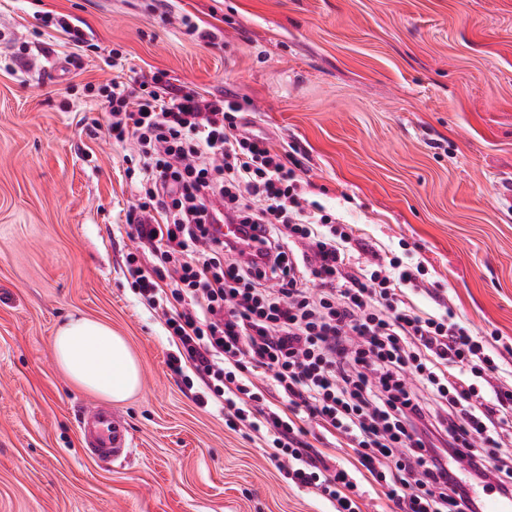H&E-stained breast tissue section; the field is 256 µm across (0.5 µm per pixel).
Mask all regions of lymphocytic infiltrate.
<instances>
[{
    "label": "lymphocytic infiltrate",
    "mask_w": 512,
    "mask_h": 512,
    "mask_svg": "<svg viewBox=\"0 0 512 512\" xmlns=\"http://www.w3.org/2000/svg\"><path fill=\"white\" fill-rule=\"evenodd\" d=\"M100 106L113 142L139 152L135 237L159 261L132 252L128 271L165 318L172 372L205 384L199 404L220 400L227 424L270 438L280 469L335 512H361L358 484L311 448V423L398 512H481L473 482L512 498V385L455 313L415 304L416 267L361 261L234 101L156 74L137 94L112 81ZM227 218L252 229L250 249L212 233Z\"/></svg>",
    "instance_id": "obj_1"
}]
</instances>
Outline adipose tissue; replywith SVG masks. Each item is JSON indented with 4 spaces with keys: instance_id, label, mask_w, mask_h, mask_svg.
Wrapping results in <instances>:
<instances>
[{
    "instance_id": "1",
    "label": "adipose tissue",
    "mask_w": 512,
    "mask_h": 512,
    "mask_svg": "<svg viewBox=\"0 0 512 512\" xmlns=\"http://www.w3.org/2000/svg\"><path fill=\"white\" fill-rule=\"evenodd\" d=\"M53 346L59 365L81 388L116 402L137 391L139 365L125 340L107 324L70 319L59 327Z\"/></svg>"
}]
</instances>
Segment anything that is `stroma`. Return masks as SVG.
I'll return each mask as SVG.
<instances>
[{
    "mask_svg": "<svg viewBox=\"0 0 512 512\" xmlns=\"http://www.w3.org/2000/svg\"><path fill=\"white\" fill-rule=\"evenodd\" d=\"M159 71L299 148L310 199L361 258L405 247L417 305L499 335L512 372V0H0V512H329L261 435L197 403L204 384L170 370L164 319L132 289L128 150L92 92ZM71 314L111 325L140 365L112 406L133 452L109 465L81 440L96 396L52 347Z\"/></svg>",
    "mask_w": 512,
    "mask_h": 512,
    "instance_id": "stroma-1",
    "label": "stroma"
}]
</instances>
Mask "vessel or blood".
Instances as JSON below:
<instances>
[{"label": "vessel or blood", "instance_id": "vessel-or-blood-1", "mask_svg": "<svg viewBox=\"0 0 512 512\" xmlns=\"http://www.w3.org/2000/svg\"><path fill=\"white\" fill-rule=\"evenodd\" d=\"M80 429L88 452L100 462H111L130 451L126 427L105 406L95 404L86 407L82 412Z\"/></svg>", "mask_w": 512, "mask_h": 512}]
</instances>
